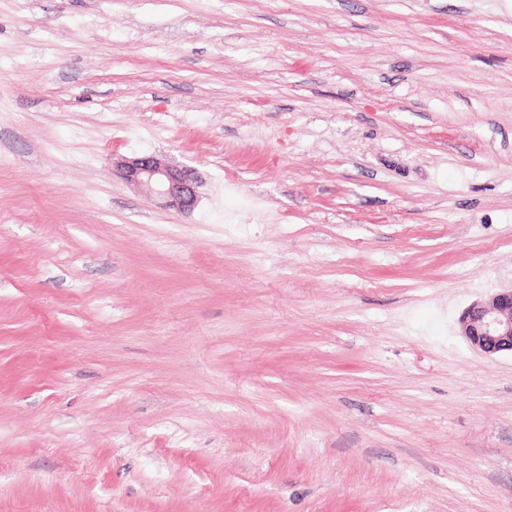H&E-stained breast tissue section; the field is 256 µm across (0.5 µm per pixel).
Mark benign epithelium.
I'll return each mask as SVG.
<instances>
[{"label":"benign epithelium","instance_id":"obj_1","mask_svg":"<svg viewBox=\"0 0 512 512\" xmlns=\"http://www.w3.org/2000/svg\"><path fill=\"white\" fill-rule=\"evenodd\" d=\"M117 175L162 199L166 206L190 211L197 192L190 175L154 154L116 163ZM460 332L482 352L512 353V289L472 304L462 315Z\"/></svg>","mask_w":512,"mask_h":512}]
</instances>
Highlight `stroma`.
<instances>
[{
  "label": "stroma",
  "mask_w": 512,
  "mask_h": 512,
  "mask_svg": "<svg viewBox=\"0 0 512 512\" xmlns=\"http://www.w3.org/2000/svg\"><path fill=\"white\" fill-rule=\"evenodd\" d=\"M508 289L512 0H0V512H512ZM115 167L121 179L156 195L168 207L191 211L196 204V186L190 175L157 155L123 159ZM459 324L462 336L482 352L512 355V289L472 304Z\"/></svg>",
  "instance_id": "stroma-1"
}]
</instances>
